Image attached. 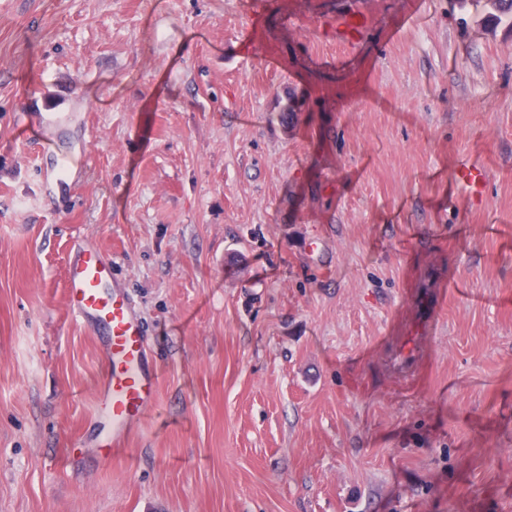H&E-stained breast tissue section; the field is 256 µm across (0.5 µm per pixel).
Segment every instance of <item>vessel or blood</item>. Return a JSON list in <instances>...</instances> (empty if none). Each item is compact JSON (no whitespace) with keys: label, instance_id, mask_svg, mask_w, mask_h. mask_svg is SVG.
I'll return each mask as SVG.
<instances>
[{"label":"vessel or blood","instance_id":"1","mask_svg":"<svg viewBox=\"0 0 512 512\" xmlns=\"http://www.w3.org/2000/svg\"><path fill=\"white\" fill-rule=\"evenodd\" d=\"M66 291L76 320L105 336L106 373L97 393V414L110 430L95 445L106 453L124 443L132 421L156 401L159 373L148 328L111 260L98 248L80 243L71 248Z\"/></svg>","mask_w":512,"mask_h":512}]
</instances>
